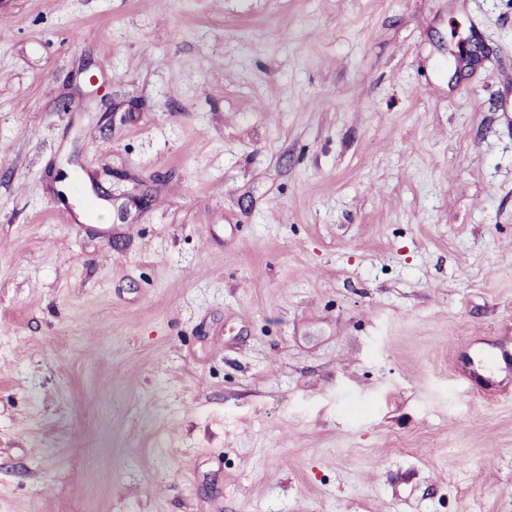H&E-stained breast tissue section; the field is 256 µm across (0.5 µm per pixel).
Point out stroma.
<instances>
[{
    "instance_id": "obj_1",
    "label": "stroma",
    "mask_w": 512,
    "mask_h": 512,
    "mask_svg": "<svg viewBox=\"0 0 512 512\" xmlns=\"http://www.w3.org/2000/svg\"><path fill=\"white\" fill-rule=\"evenodd\" d=\"M512 0H0V512H512Z\"/></svg>"
}]
</instances>
